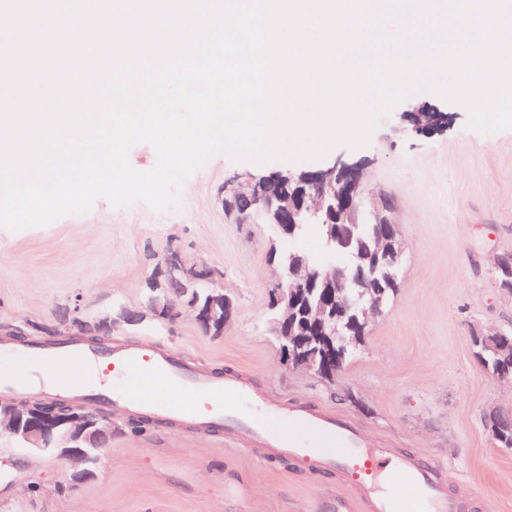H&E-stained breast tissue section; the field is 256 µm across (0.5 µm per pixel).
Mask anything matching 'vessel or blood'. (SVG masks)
<instances>
[{
    "instance_id": "vessel-or-blood-1",
    "label": "vessel or blood",
    "mask_w": 512,
    "mask_h": 512,
    "mask_svg": "<svg viewBox=\"0 0 512 512\" xmlns=\"http://www.w3.org/2000/svg\"><path fill=\"white\" fill-rule=\"evenodd\" d=\"M47 391L99 396L113 408L223 428L232 442L248 440L273 457L307 459L339 468L366 512H458L436 479V469L389 449L367 447L353 428L332 413L279 408L234 377L217 378L203 368L150 346L114 347L101 355L85 345L48 342ZM30 351H14L0 388L34 385Z\"/></svg>"
}]
</instances>
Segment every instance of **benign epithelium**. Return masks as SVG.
<instances>
[{
  "mask_svg": "<svg viewBox=\"0 0 512 512\" xmlns=\"http://www.w3.org/2000/svg\"><path fill=\"white\" fill-rule=\"evenodd\" d=\"M404 119L412 125L415 133L433 136L443 131L448 123L444 112H437L426 105L418 112H407ZM292 174L291 170H282L269 176L241 184L225 197L224 205L232 211L240 224L249 223V219L262 215L267 223L275 224L280 232L293 237L299 229V219L303 215L318 216L328 207L329 199L337 202L336 225L329 232L331 238L339 240L344 247L351 245L356 226L354 219L358 209L357 199L362 195V163L339 159L326 169L303 171L300 176L309 190L298 196L287 192H275L271 181ZM390 205L379 202L374 217L379 225L389 232L395 231V225L389 219ZM281 274L279 284L297 290L317 278L325 284V294L314 306L306 308V322L313 331L311 336H297L293 333L295 306L288 301V295L280 288L271 293L270 306L275 310L274 319L277 332L283 335L285 342L281 346L285 360L294 368L314 371L318 374L339 369L346 360L350 349L362 342L360 332L366 327L370 315L382 311L384 290L373 289L369 297L348 291L351 281L343 267L313 268L307 259L291 261L279 265ZM162 280L155 282L156 295L150 301L147 311L127 310L121 315V321L136 324L151 313L160 319L174 320L180 312L176 309V289L189 281L194 285L207 288L205 302L200 307L190 309L194 319L202 327H224L234 314V304L224 293L210 269H186L177 259L167 260L161 272ZM113 320L107 317L94 329L80 327L84 336H98L102 345L112 335ZM60 336L59 329L49 330L33 325L28 330L12 328L0 331V342L16 341L25 336ZM316 342L321 345L323 355L309 358L304 349ZM0 431L6 432L25 448L44 452L60 440L69 443L62 457L70 462L68 481L75 485L89 476L84 469L86 448H103L112 437V421L106 416L95 414L81 407L62 401L31 403L14 399L0 398Z\"/></svg>",
  "mask_w": 512,
  "mask_h": 512,
  "instance_id": "benign-epithelium-1",
  "label": "benign epithelium"
}]
</instances>
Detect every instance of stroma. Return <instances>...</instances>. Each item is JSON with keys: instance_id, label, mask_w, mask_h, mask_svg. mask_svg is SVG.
<instances>
[{"instance_id": "stroma-1", "label": "stroma", "mask_w": 512, "mask_h": 512, "mask_svg": "<svg viewBox=\"0 0 512 512\" xmlns=\"http://www.w3.org/2000/svg\"><path fill=\"white\" fill-rule=\"evenodd\" d=\"M450 113L426 138L403 115L422 105ZM466 109L430 90L381 116L367 146L320 161L263 164L217 155L182 183L175 207H115L43 227L0 226V325L58 327L62 312L117 319L113 344H149L191 367L239 375L283 405L328 410L376 444L438 465L460 512H512V449L494 443L491 411L512 410V382L476 357L477 333L512 327V295L498 289L494 253L512 251V129H468ZM363 164L364 201L391 199L403 251L400 288L368 322L366 336L333 378L293 368L271 331L270 294L280 276L272 249L305 253L319 267L346 265L315 230L288 239L269 224H240L224 208L234 180L276 171ZM207 266L234 298L223 333L190 316L119 322L147 304L164 262ZM112 421L94 474L72 486L70 463L18 447L0 433V512H364L336 470L311 471L233 445L220 428L138 423L90 397Z\"/></svg>"}]
</instances>
